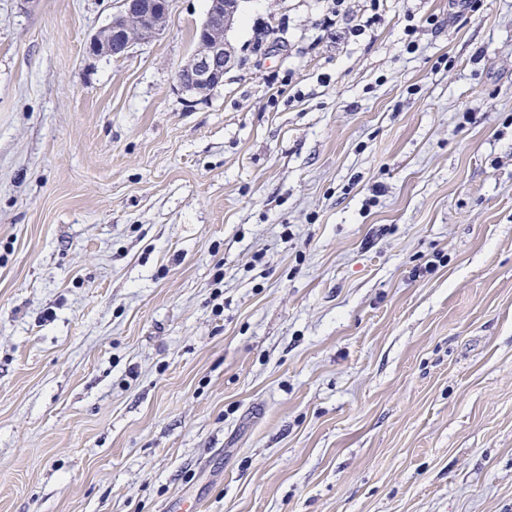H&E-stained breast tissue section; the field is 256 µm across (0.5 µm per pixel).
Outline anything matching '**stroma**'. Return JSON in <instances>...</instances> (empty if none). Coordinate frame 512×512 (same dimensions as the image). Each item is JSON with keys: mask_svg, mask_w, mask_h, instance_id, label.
Instances as JSON below:
<instances>
[{"mask_svg": "<svg viewBox=\"0 0 512 512\" xmlns=\"http://www.w3.org/2000/svg\"><path fill=\"white\" fill-rule=\"evenodd\" d=\"M0 0V512H512V0ZM366 35L351 36L358 18ZM119 4L109 24L87 41L88 53L103 55L112 46V55L122 57L135 44L151 41L165 29L167 0H120ZM239 2L209 0L205 20L196 30L197 48L176 72V78L183 89L205 93L224 82V73L235 61L226 34L234 24Z\"/></svg>", "mask_w": 512, "mask_h": 512, "instance_id": "35a3bbf8", "label": "stroma"}]
</instances>
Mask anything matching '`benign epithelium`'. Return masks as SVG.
Wrapping results in <instances>:
<instances>
[{
  "label": "benign epithelium",
  "mask_w": 512,
  "mask_h": 512,
  "mask_svg": "<svg viewBox=\"0 0 512 512\" xmlns=\"http://www.w3.org/2000/svg\"><path fill=\"white\" fill-rule=\"evenodd\" d=\"M238 7L239 0H209L205 20L196 30L197 48L176 72L183 89L205 93L224 82V73L234 65V51L226 34ZM167 18L168 0H119L112 20L89 38L86 51L93 55L110 51L122 57L135 44L160 35Z\"/></svg>",
  "instance_id": "benign-epithelium-1"
}]
</instances>
